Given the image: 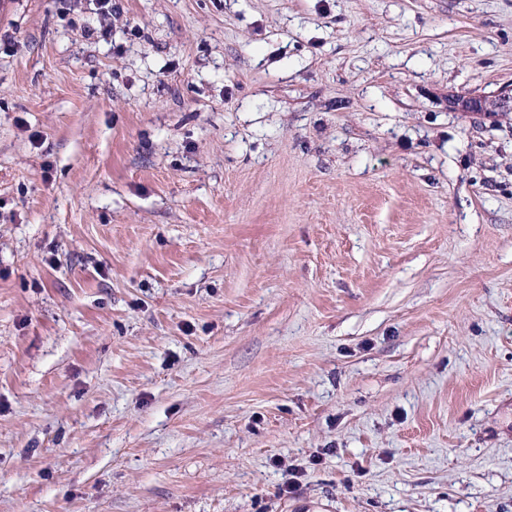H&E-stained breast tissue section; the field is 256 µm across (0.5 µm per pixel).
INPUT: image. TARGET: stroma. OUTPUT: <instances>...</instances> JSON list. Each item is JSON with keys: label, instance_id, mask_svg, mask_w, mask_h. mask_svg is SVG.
<instances>
[{"label": "stroma", "instance_id": "35a3bbf8", "mask_svg": "<svg viewBox=\"0 0 512 512\" xmlns=\"http://www.w3.org/2000/svg\"><path fill=\"white\" fill-rule=\"evenodd\" d=\"M510 88L512 0H0V512H512ZM459 101L461 106L468 112L483 114L512 112V89L491 97L469 96L463 97L462 99H459Z\"/></svg>", "mask_w": 512, "mask_h": 512}]
</instances>
